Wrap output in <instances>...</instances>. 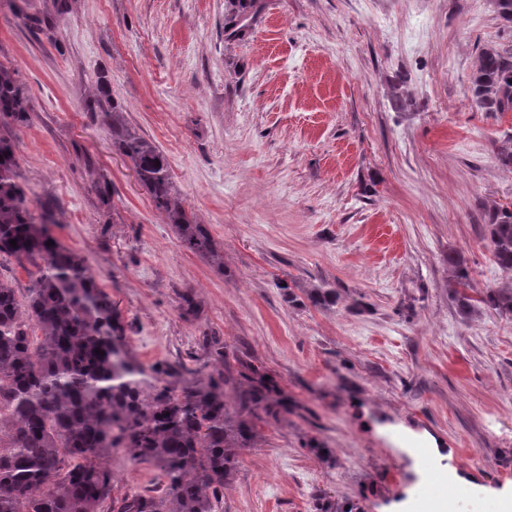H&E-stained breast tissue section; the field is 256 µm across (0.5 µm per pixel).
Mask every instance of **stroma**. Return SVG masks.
<instances>
[{"label":"stroma","instance_id":"35a3bbf8","mask_svg":"<svg viewBox=\"0 0 512 512\" xmlns=\"http://www.w3.org/2000/svg\"><path fill=\"white\" fill-rule=\"evenodd\" d=\"M262 2L229 40L227 0H72L51 38L26 20L50 0H0V65L29 111L22 182L58 202L51 231L100 273L137 360L206 378L222 368L210 333L305 406L262 426L216 512H316L320 498L414 512L451 472L465 477L444 487L457 512H485L512 493V318L461 311L445 258L462 255L474 292L512 283L482 227L485 209L512 206V170L495 159L512 112L483 111L470 90L481 51L511 47L512 27L494 0ZM102 72L218 259L181 244L113 149L108 116L87 109ZM326 284L336 306H312ZM188 290L200 320L181 315ZM409 431L438 442L431 467ZM100 463L118 498L164 483L122 451Z\"/></svg>","mask_w":512,"mask_h":512}]
</instances>
